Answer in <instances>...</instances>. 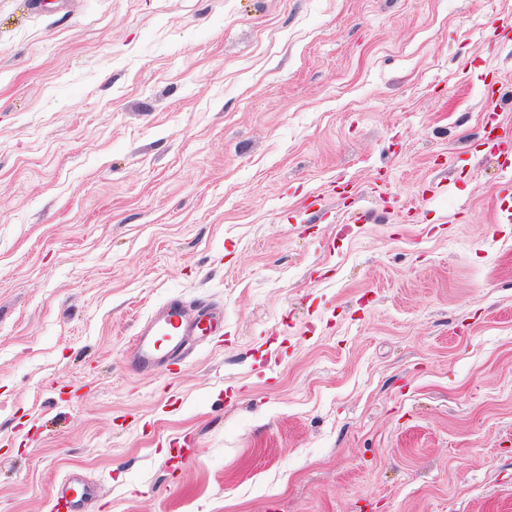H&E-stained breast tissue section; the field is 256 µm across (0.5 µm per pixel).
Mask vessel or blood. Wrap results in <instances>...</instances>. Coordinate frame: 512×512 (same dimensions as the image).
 <instances>
[{
	"mask_svg": "<svg viewBox=\"0 0 512 512\" xmlns=\"http://www.w3.org/2000/svg\"><path fill=\"white\" fill-rule=\"evenodd\" d=\"M223 329L222 310L206 304L190 306L180 297H169L139 323L126 352V368L136 375L170 369ZM96 496L93 486L73 473L60 481L54 508L56 512H88Z\"/></svg>",
	"mask_w": 512,
	"mask_h": 512,
	"instance_id": "1",
	"label": "vessel or blood"
}]
</instances>
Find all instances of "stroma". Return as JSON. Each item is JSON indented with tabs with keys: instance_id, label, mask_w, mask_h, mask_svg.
<instances>
[{
	"instance_id": "1",
	"label": "stroma",
	"mask_w": 512,
	"mask_h": 512,
	"mask_svg": "<svg viewBox=\"0 0 512 512\" xmlns=\"http://www.w3.org/2000/svg\"><path fill=\"white\" fill-rule=\"evenodd\" d=\"M491 126L512 0H0V512H512ZM224 330V312L206 304L192 309L169 297L139 323L126 352V368L143 375L183 363L198 345ZM80 484L81 488L74 485ZM97 496L93 486L78 474H69L63 478L54 494L53 509L56 512H89L88 508Z\"/></svg>"
}]
</instances>
